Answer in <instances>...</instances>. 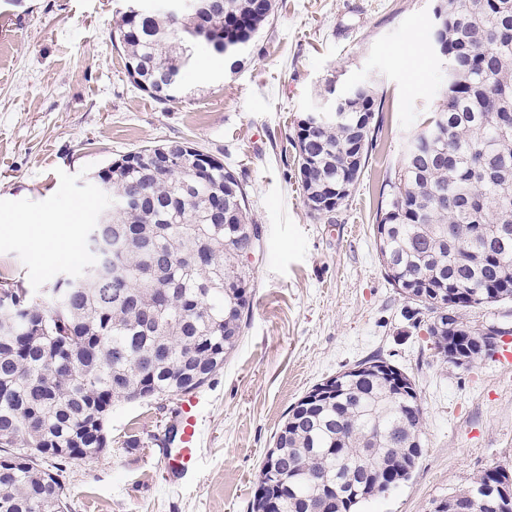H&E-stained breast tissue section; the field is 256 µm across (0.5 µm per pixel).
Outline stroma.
Here are the masks:
<instances>
[{"mask_svg": "<svg viewBox=\"0 0 512 512\" xmlns=\"http://www.w3.org/2000/svg\"><path fill=\"white\" fill-rule=\"evenodd\" d=\"M125 0H0V277L36 292L85 261L81 237L99 209L92 176L144 145L187 138L243 185L263 230L251 258L247 326L200 388V475L179 487L160 465L180 400L118 402L108 445L69 464L70 512H248L256 474L289 407L373 355L409 375L424 412L411 478L358 512H433L480 472L512 469V366L463 369L434 357L375 246V189L442 91L431 32L437 0H275L273 20L225 71L202 53L183 93L161 104L131 83L110 32ZM361 81L385 97L383 132L364 175L335 212L304 203L292 139L327 81ZM140 447H126L128 435Z\"/></svg>", "mask_w": 512, "mask_h": 512, "instance_id": "obj_1", "label": "stroma"}]
</instances>
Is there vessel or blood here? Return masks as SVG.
Instances as JSON below:
<instances>
[{
    "label": "vessel or blood",
    "mask_w": 512,
    "mask_h": 512,
    "mask_svg": "<svg viewBox=\"0 0 512 512\" xmlns=\"http://www.w3.org/2000/svg\"><path fill=\"white\" fill-rule=\"evenodd\" d=\"M200 410L197 395L182 399L176 421L181 432L180 440L174 447L162 451L165 469L173 481L183 486L193 482L201 469L204 428Z\"/></svg>",
    "instance_id": "obj_1"
}]
</instances>
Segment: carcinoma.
<instances>
[{
  "instance_id": "cac0c4a2",
  "label": "carcinoma",
  "mask_w": 512,
  "mask_h": 512,
  "mask_svg": "<svg viewBox=\"0 0 512 512\" xmlns=\"http://www.w3.org/2000/svg\"><path fill=\"white\" fill-rule=\"evenodd\" d=\"M137 13L112 28L133 83L165 104L201 50L235 72L273 0H187ZM441 43L457 60L453 84L427 133L408 140L379 187L374 234L385 274L416 305L435 355L463 351L465 366L495 346L468 330L467 308L512 301V0H440ZM339 120L307 112L294 136V164L309 210L338 209L364 174L383 126L384 101L365 87L343 97ZM107 163L92 177L101 213L112 214V287L87 281L56 307L17 281H0V512H67V464L93 458L112 404L194 393L231 355L247 323L252 293L246 253L262 249L247 195L215 156L199 163L186 139ZM427 311L429 319L420 318ZM318 384L288 409L256 476L250 512H355L409 480L423 451L424 416L410 377L380 356ZM512 470L474 476L458 492L499 498Z\"/></svg>"
}]
</instances>
